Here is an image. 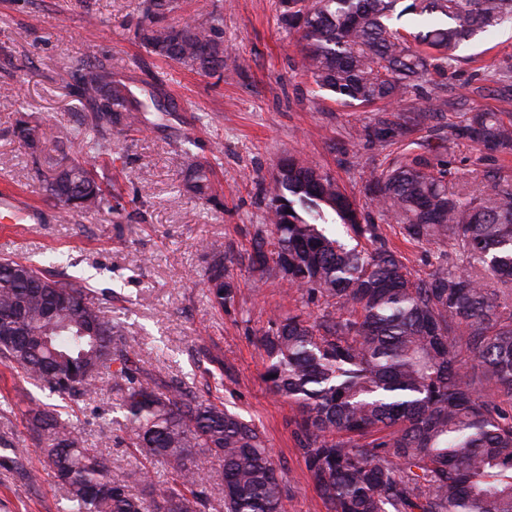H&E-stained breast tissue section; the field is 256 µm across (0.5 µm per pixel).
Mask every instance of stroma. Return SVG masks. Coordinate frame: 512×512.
<instances>
[{
    "mask_svg": "<svg viewBox=\"0 0 512 512\" xmlns=\"http://www.w3.org/2000/svg\"><path fill=\"white\" fill-rule=\"evenodd\" d=\"M143 4L0 0V80L22 94L0 96V192L16 193L39 214L35 224L0 223V257L88 279L110 295L112 317L124 326L139 367L166 382L187 381L199 399L253 421L283 469L287 512H326L297 445L296 410L263 382L266 356L256 343L272 315L303 306L278 275L257 283L248 271L277 166L293 155L334 177L415 277L463 269L465 259L450 241L406 237L364 187L407 154L447 162L458 187L512 179V154L450 132L474 108L512 120V78L499 76L512 64V26L462 45L447 73L424 85L453 99L454 108L404 132L402 104L343 105L318 89L299 68L296 37L279 22L276 0H180L176 21L220 14L224 76L147 52L134 37ZM90 12L96 23L87 22ZM91 56L107 60L140 110L136 125L114 126L106 144L112 210L67 215L47 194L44 175L49 163L78 156L77 145H57L55 133L59 124L88 121L71 74ZM21 118L39 128L42 154L15 137ZM187 144L209 169L211 190L203 198L179 188ZM218 258L237 289L235 308L221 313L202 283ZM36 392L0 365V512H59L64 491L44 470L22 413V398ZM119 403L105 387L79 404L82 439L94 443L100 424L122 422Z\"/></svg>",
    "mask_w": 512,
    "mask_h": 512,
    "instance_id": "35a3bbf8",
    "label": "stroma"
}]
</instances>
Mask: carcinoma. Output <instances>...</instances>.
Here are the masks:
<instances>
[{
  "label": "carcinoma",
  "instance_id": "obj_1",
  "mask_svg": "<svg viewBox=\"0 0 512 512\" xmlns=\"http://www.w3.org/2000/svg\"><path fill=\"white\" fill-rule=\"evenodd\" d=\"M279 20L297 34L300 67L340 103H398L434 73H445L461 44L507 21L512 0H278ZM178 0H145L136 32L153 54L224 72L221 19L174 24ZM409 17L414 32L401 25ZM91 111V137L62 125L59 144L83 143L45 177L64 213L112 209L99 169L112 126L135 125L125 85L103 60L73 74ZM448 109L437 95L418 97L415 125ZM453 130L479 147L512 154V122L497 113H462ZM17 138L40 149L37 129L17 122ZM187 191L206 196L209 170L185 146ZM376 207L418 241L445 237L470 268H437L414 279L397 253L378 242L375 225L317 165L283 160L268 206L269 229L252 242L249 273L277 271L315 317L277 314L257 338L269 390L297 409L294 434L326 512H512V180L494 178L470 194L448 188V169L404 158L368 186ZM331 210L376 246L348 245L319 228ZM217 310L237 291L218 260L203 279ZM108 299L81 279L60 280L28 261L0 260V364L50 396L73 403L97 394L101 375L126 415L122 443L170 468L157 483L140 471V493L112 478L97 442L79 438L73 415L26 400L32 437L64 489V512H200L207 492L225 512H284L281 471L252 423L195 395L181 381L158 384L129 367L125 329ZM118 368H112V365Z\"/></svg>",
  "mask_w": 512,
  "mask_h": 512
}]
</instances>
